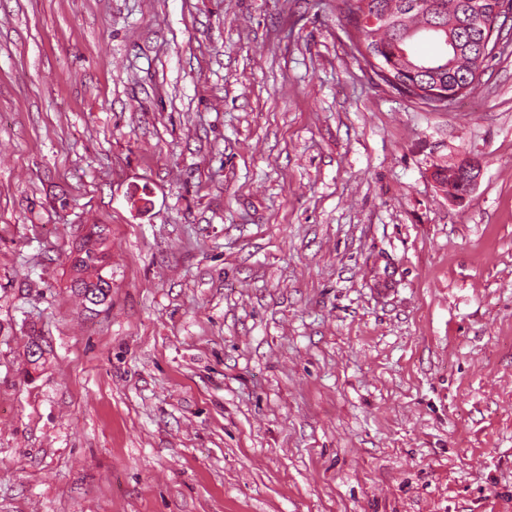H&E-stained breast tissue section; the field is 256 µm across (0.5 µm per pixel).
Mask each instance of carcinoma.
<instances>
[{
	"label": "carcinoma",
	"mask_w": 512,
	"mask_h": 512,
	"mask_svg": "<svg viewBox=\"0 0 512 512\" xmlns=\"http://www.w3.org/2000/svg\"><path fill=\"white\" fill-rule=\"evenodd\" d=\"M356 52L387 70L400 85L382 79L397 93L423 104L431 95L464 96L474 91L484 63L495 46L485 43V29L498 0H343ZM452 42L444 44V39ZM373 61H368V57ZM110 256L102 229L94 224L81 238L71 259L70 274L96 279L90 291L70 285L75 295L92 305L112 289Z\"/></svg>",
	"instance_id": "carcinoma-1"
}]
</instances>
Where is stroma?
<instances>
[{"mask_svg":"<svg viewBox=\"0 0 512 512\" xmlns=\"http://www.w3.org/2000/svg\"><path fill=\"white\" fill-rule=\"evenodd\" d=\"M348 30L0 0V512H512V44L434 111ZM452 164H454V166L451 170H448V176L467 177L468 183L466 191L456 192L453 190L451 184H449V181H451L450 178L448 180V184L447 182L444 184H441L439 181L436 182L441 188H444L449 201L461 203L471 194L478 184L482 176L483 166L478 159L468 156L457 158ZM102 229L97 224L89 227L88 232L81 238L75 255L71 259V281L86 275L96 279V288L88 294V288L71 283L70 288L83 302L96 305L97 299L104 301L112 289V272L108 274L106 269L111 267L110 256L106 245V238L102 236ZM97 293V294H95Z\"/></svg>","mask_w":512,"mask_h":512,"instance_id":"35a3bbf8","label":"stroma"}]
</instances>
